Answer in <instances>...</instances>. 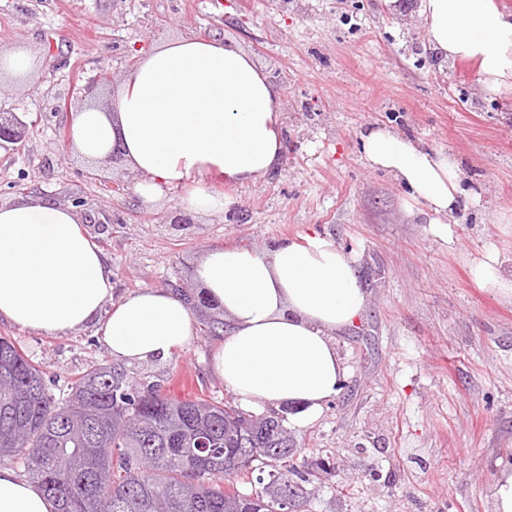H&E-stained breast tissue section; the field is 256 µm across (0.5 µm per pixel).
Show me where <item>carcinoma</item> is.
I'll return each instance as SVG.
<instances>
[{
  "label": "carcinoma",
  "mask_w": 512,
  "mask_h": 512,
  "mask_svg": "<svg viewBox=\"0 0 512 512\" xmlns=\"http://www.w3.org/2000/svg\"><path fill=\"white\" fill-rule=\"evenodd\" d=\"M284 421L233 401L138 390L120 368L89 364L54 394L43 371L0 337V457L57 503V512H281L280 487L310 512L330 461L295 459ZM256 466L267 480L242 492L229 478Z\"/></svg>",
  "instance_id": "carcinoma-1"
}]
</instances>
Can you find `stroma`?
Returning <instances> with one entry per match:
<instances>
[{
  "instance_id": "1",
  "label": "stroma",
  "mask_w": 512,
  "mask_h": 512,
  "mask_svg": "<svg viewBox=\"0 0 512 512\" xmlns=\"http://www.w3.org/2000/svg\"><path fill=\"white\" fill-rule=\"evenodd\" d=\"M182 36L232 41L260 64L282 97L288 150L264 179L215 182L237 199L234 220L197 215L176 229L180 188L144 204L125 161L90 164L73 151L52 104L67 95L79 109L71 90L91 78L106 103L147 53ZM14 48L33 67L0 87L28 137L21 150L0 148V202L86 201L84 229L111 260L116 295L190 286L210 250L261 251L310 231L358 257L368 305L333 335L341 390L315 423L289 429L301 456L336 464L312 512H491L497 465L512 460V301L475 284L469 264L494 249L512 277V104L481 91L474 64L441 61L398 0H0V50ZM374 126L452 156L479 193L447 236L409 214L392 174L366 164L361 134ZM0 336L59 388L114 362L90 327L54 337L0 322ZM220 343L200 334L168 360L123 368L178 398L224 399L210 369ZM184 373L187 391L176 385Z\"/></svg>"
}]
</instances>
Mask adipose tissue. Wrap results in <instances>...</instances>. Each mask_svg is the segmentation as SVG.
<instances>
[{"label":"adipose tissue","instance_id":"obj_1","mask_svg":"<svg viewBox=\"0 0 512 512\" xmlns=\"http://www.w3.org/2000/svg\"><path fill=\"white\" fill-rule=\"evenodd\" d=\"M426 43L444 60L472 61L482 90H512V14L495 0H419ZM73 145L96 162L120 150L142 174L148 203L182 189L179 204L224 215L236 200L210 185L254 182L275 172L284 150L281 95L250 55L233 44L180 37L148 53L107 107L68 117ZM369 166L391 173L424 205L434 230L469 193L452 157L385 128L361 136ZM193 276L224 312V341L212 369L242 404L294 410L297 427L319 419L344 369L334 332L366 309L358 259L316 231L267 251H209ZM0 321L40 336L93 326L114 358L164 361L197 335L192 309L171 289L115 297L112 268L78 212L39 197L0 203ZM56 504L0 465V512H55Z\"/></svg>","mask_w":512,"mask_h":512}]
</instances>
